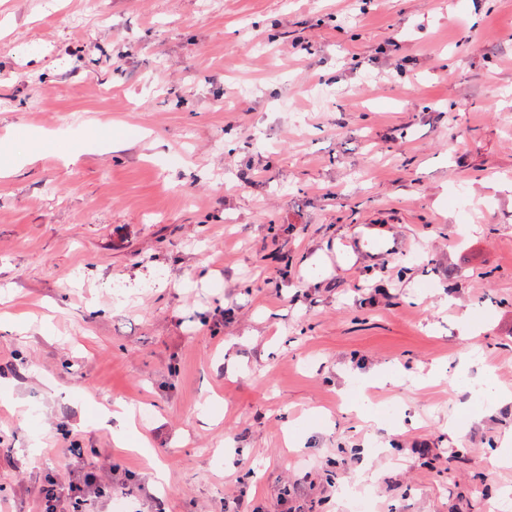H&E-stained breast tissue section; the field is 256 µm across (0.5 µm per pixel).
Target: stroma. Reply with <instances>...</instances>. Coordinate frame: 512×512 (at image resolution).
Instances as JSON below:
<instances>
[{"mask_svg":"<svg viewBox=\"0 0 512 512\" xmlns=\"http://www.w3.org/2000/svg\"><path fill=\"white\" fill-rule=\"evenodd\" d=\"M86 2L0 0V512L512 495V0ZM117 410H107L99 419L102 426L112 429L119 444L127 443L135 435V428L129 423L126 413L119 405Z\"/></svg>","mask_w":512,"mask_h":512,"instance_id":"1","label":"stroma"}]
</instances>
